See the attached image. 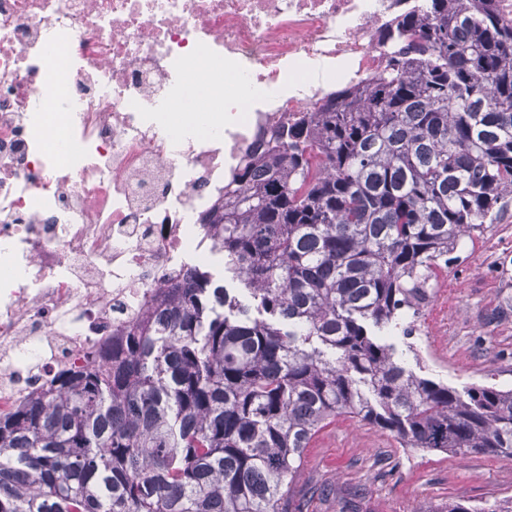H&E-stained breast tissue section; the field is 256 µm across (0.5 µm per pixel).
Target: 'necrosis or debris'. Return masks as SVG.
<instances>
[{"instance_id":"4bbe7bcc","label":"necrosis or debris","mask_w":512,"mask_h":512,"mask_svg":"<svg viewBox=\"0 0 512 512\" xmlns=\"http://www.w3.org/2000/svg\"><path fill=\"white\" fill-rule=\"evenodd\" d=\"M420 0H0V415L184 273L246 153Z\"/></svg>"}]
</instances>
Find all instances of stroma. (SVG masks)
<instances>
[{"label":"stroma","mask_w":512,"mask_h":512,"mask_svg":"<svg viewBox=\"0 0 512 512\" xmlns=\"http://www.w3.org/2000/svg\"><path fill=\"white\" fill-rule=\"evenodd\" d=\"M458 256L440 275L418 331L389 342L408 369L436 382L459 390L481 383L512 388V196L498 224ZM320 485L331 495H315ZM295 491L302 512H339L350 493L360 512H446L452 501L512 495V457L404 448L339 417L307 448Z\"/></svg>","instance_id":"stroma-1"}]
</instances>
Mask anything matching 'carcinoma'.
Returning <instances> with one entry per match:
<instances>
[{
    "label": "carcinoma",
    "mask_w": 512,
    "mask_h": 512,
    "mask_svg": "<svg viewBox=\"0 0 512 512\" xmlns=\"http://www.w3.org/2000/svg\"><path fill=\"white\" fill-rule=\"evenodd\" d=\"M497 2L413 9L385 69L244 156L204 228L252 303L195 266L0 416V512H297L305 448L339 415L404 448L512 457L511 388L417 375L370 331L412 335L512 195Z\"/></svg>",
    "instance_id": "1"
}]
</instances>
